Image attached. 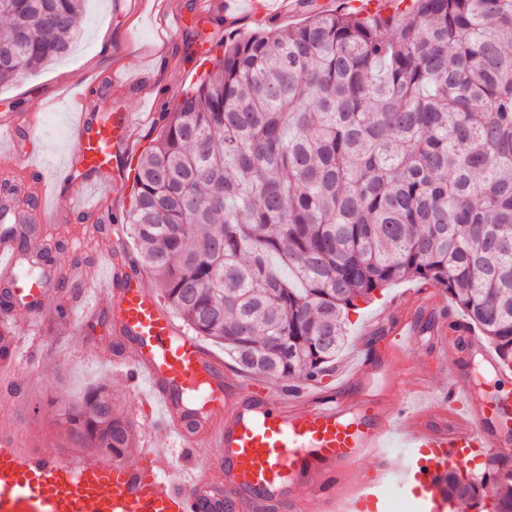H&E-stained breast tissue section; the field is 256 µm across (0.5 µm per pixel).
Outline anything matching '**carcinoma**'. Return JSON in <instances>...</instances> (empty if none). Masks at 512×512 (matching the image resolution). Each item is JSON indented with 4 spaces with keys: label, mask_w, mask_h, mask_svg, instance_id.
Listing matches in <instances>:
<instances>
[{
    "label": "carcinoma",
    "mask_w": 512,
    "mask_h": 512,
    "mask_svg": "<svg viewBox=\"0 0 512 512\" xmlns=\"http://www.w3.org/2000/svg\"><path fill=\"white\" fill-rule=\"evenodd\" d=\"M300 26L224 42L159 114L127 213L160 295L242 369L316 381L350 315L404 280L444 290L512 362V0H413L361 17L303 0ZM0 84L63 58L82 0H0ZM133 447L103 386L67 413ZM448 500L512 512V471L448 472Z\"/></svg>",
    "instance_id": "1"
}]
</instances>
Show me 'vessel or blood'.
<instances>
[{
    "label": "vessel or blood",
    "instance_id": "b4317fda",
    "mask_svg": "<svg viewBox=\"0 0 512 512\" xmlns=\"http://www.w3.org/2000/svg\"><path fill=\"white\" fill-rule=\"evenodd\" d=\"M84 171L117 167L134 150L131 113L80 114L72 129ZM22 256L0 239V294L40 317L55 291L51 273L21 272ZM104 291L86 292L71 317L87 321L109 306L132 343L116 364L129 387L144 389V410H158L164 431L192 467L174 469L153 447L131 463L99 453L71 460L26 447L20 429H0V512H384L394 484L415 512H447L449 464L473 451L512 462V392L478 394L457 358L471 334L450 341L435 363L452 381L441 403L448 419L428 425L429 410L397 409L392 378L375 368L363 376L359 401L286 393L267 384L228 386L222 361L174 322L141 270L113 261ZM20 352L0 338V380H11ZM215 458L195 463L200 445ZM400 452L402 469L390 465ZM371 477L353 490L342 479L363 462Z\"/></svg>",
    "mask_w": 512,
    "mask_h": 512
}]
</instances>
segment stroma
<instances>
[{
	"mask_svg": "<svg viewBox=\"0 0 512 512\" xmlns=\"http://www.w3.org/2000/svg\"><path fill=\"white\" fill-rule=\"evenodd\" d=\"M173 12L184 19L181 29L174 31L169 28ZM304 18L300 7L284 13L255 12L248 0H85L83 31L72 52L0 85V114L24 116L19 148L38 145L40 171L54 177V195L74 207L69 222H45L28 203L36 195L33 180L17 181L21 197L12 202L19 212L14 232L27 242L51 248L55 270L66 279L64 305L80 300L102 255L96 241L77 242L88 222L77 192L79 182L110 197L112 215L121 222L116 229L104 224L96 240L119 241L127 252L135 250L125 222L132 204L126 175H87L70 162L73 112L81 106L90 112L101 105L111 112L133 113L136 146L144 148L158 133L160 112L174 108L205 73L202 53L218 61L224 40L246 37L262 24L296 26ZM451 315L460 319L464 313L441 288L429 283L401 281L376 292L371 303L352 315L346 345L327 376L314 386V394L355 397L360 391L355 370L365 363H380L402 381L392 401L417 386L424 387L426 402L437 401L451 381L447 373L429 365L428 354L443 345L442 337L433 333L435 323ZM16 321L18 339L25 343L41 337L44 353L39 362L25 365L16 384L0 383V427H24L37 450L80 457L85 450L64 424L63 413L89 388L102 384L117 413L131 422L135 448H143L147 431L140 426L138 403L123 379L113 374L112 362L126 340L110 311L101 310L83 326L52 314L32 324L20 314ZM405 322L415 329L408 346L388 349V330Z\"/></svg>",
	"mask_w": 512,
	"mask_h": 512,
	"instance_id": "1",
	"label": "stroma"
}]
</instances>
